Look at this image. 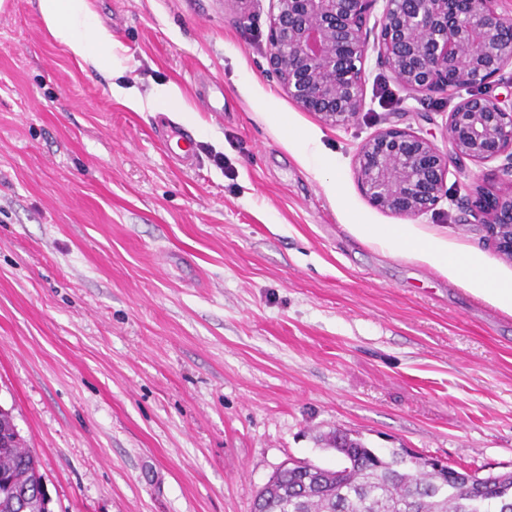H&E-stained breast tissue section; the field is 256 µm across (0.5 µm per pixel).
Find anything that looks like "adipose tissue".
Listing matches in <instances>:
<instances>
[{
    "label": "adipose tissue",
    "instance_id": "adipose-tissue-1",
    "mask_svg": "<svg viewBox=\"0 0 512 512\" xmlns=\"http://www.w3.org/2000/svg\"><path fill=\"white\" fill-rule=\"evenodd\" d=\"M40 16L56 42L80 64L111 75L124 69L110 28L101 23L93 0H38ZM360 236L400 255L417 257L461 279L475 296L512 315V279L474 254L448 253L442 245L411 237L402 224H362Z\"/></svg>",
    "mask_w": 512,
    "mask_h": 512
}]
</instances>
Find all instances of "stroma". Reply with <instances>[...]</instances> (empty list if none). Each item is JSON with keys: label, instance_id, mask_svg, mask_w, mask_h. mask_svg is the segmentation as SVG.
I'll return each instance as SVG.
<instances>
[{"label": "stroma", "instance_id": "stroma-1", "mask_svg": "<svg viewBox=\"0 0 512 512\" xmlns=\"http://www.w3.org/2000/svg\"><path fill=\"white\" fill-rule=\"evenodd\" d=\"M94 4L121 75L80 67L36 0L0 5V408L50 512H252L288 460L336 468L335 430L512 471V316L355 230L396 221L359 188L363 144L394 125L451 152L447 98L410 96L372 50L364 111L330 126L268 71L269 0ZM497 167L451 162L406 225L512 277L457 206L477 179L502 190ZM155 132L174 160L187 167L196 165L195 143L191 135L185 130L158 129Z\"/></svg>", "mask_w": 512, "mask_h": 512}]
</instances>
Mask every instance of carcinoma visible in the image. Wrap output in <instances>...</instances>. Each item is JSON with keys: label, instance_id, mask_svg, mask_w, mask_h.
Masks as SVG:
<instances>
[{"label": "carcinoma", "instance_id": "cac0c4a2", "mask_svg": "<svg viewBox=\"0 0 512 512\" xmlns=\"http://www.w3.org/2000/svg\"><path fill=\"white\" fill-rule=\"evenodd\" d=\"M339 440L346 446L339 466L316 467L308 482L301 466L278 469L254 512H512V471L477 485L471 471L406 461L397 450L382 455L345 432L328 445ZM39 468L11 411L0 408V512H20L18 491Z\"/></svg>", "mask_w": 512, "mask_h": 512}]
</instances>
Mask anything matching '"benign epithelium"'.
Returning a JSON list of instances; mask_svg holds the SVG:
<instances>
[{
  "instance_id": "benign-epithelium-1",
  "label": "benign epithelium",
  "mask_w": 512,
  "mask_h": 512,
  "mask_svg": "<svg viewBox=\"0 0 512 512\" xmlns=\"http://www.w3.org/2000/svg\"><path fill=\"white\" fill-rule=\"evenodd\" d=\"M383 10L374 40L367 20ZM268 65L300 109L332 126H347L365 106V62L381 64L413 95L454 101L446 135L457 159L501 157L512 178V92L491 87L512 70V13L503 0H272ZM450 159L428 138L387 127L360 150L358 181L369 202L399 217L432 209L443 192ZM465 211L483 224L496 253L512 258V191L480 186Z\"/></svg>"
}]
</instances>
